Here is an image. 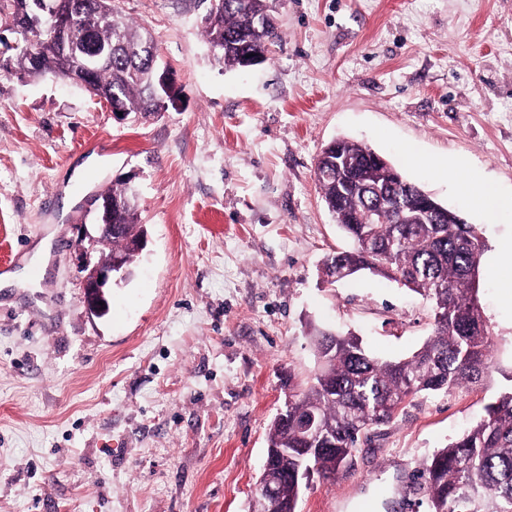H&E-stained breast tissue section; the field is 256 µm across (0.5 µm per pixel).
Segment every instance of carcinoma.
<instances>
[{
    "label": "carcinoma",
    "instance_id": "obj_1",
    "mask_svg": "<svg viewBox=\"0 0 512 512\" xmlns=\"http://www.w3.org/2000/svg\"><path fill=\"white\" fill-rule=\"evenodd\" d=\"M34 3L0 0V27L22 40L7 48L8 73L74 82L119 104L128 119L163 112L153 78V37L129 22L114 0L85 6L57 36L29 30ZM267 16L266 0H217L205 26L215 58L226 68L238 67L251 48L247 39L277 41L274 28L255 35ZM371 154L356 141L337 140L316 162L322 200L351 241L349 249L326 259L325 282L360 272L399 282L432 302L433 334L410 357L379 362L356 335L311 328L318 374L288 390L267 437L279 480L276 512H298L297 469L309 465L318 477L333 479L352 468L362 436L392 422L410 397L477 386L492 372L491 332L479 302L481 234L458 223L452 209L444 216L420 206L429 198L425 190L386 175ZM137 221L138 209L126 210L123 229L112 236V250L126 261L124 272L112 276L115 285L130 278L143 251L146 233ZM418 478L431 512H512V387L499 393L479 422L423 461Z\"/></svg>",
    "mask_w": 512,
    "mask_h": 512
}]
</instances>
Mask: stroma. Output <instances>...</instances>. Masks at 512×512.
<instances>
[{"label": "stroma", "mask_w": 512, "mask_h": 512, "mask_svg": "<svg viewBox=\"0 0 512 512\" xmlns=\"http://www.w3.org/2000/svg\"><path fill=\"white\" fill-rule=\"evenodd\" d=\"M175 73L177 107L141 122L47 75H0V256L42 283L0 289V512H250L288 383L315 368L309 329L352 331L380 361L409 357L434 312L362 273L328 287L348 241L315 179L321 150L358 141L461 212L485 240L480 300L497 365L484 385L411 398L363 436L299 512H430L423 460L475 424L512 371V210L487 218L474 174L512 195V0H270L267 61H215L209 0H117ZM455 166L407 164V149ZM129 183L147 244L107 285V316L80 301L73 253L87 197Z\"/></svg>", "instance_id": "stroma-1"}]
</instances>
